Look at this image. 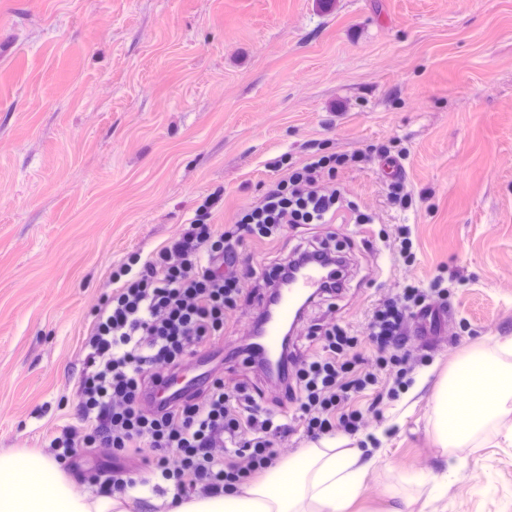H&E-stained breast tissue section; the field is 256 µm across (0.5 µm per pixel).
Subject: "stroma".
Instances as JSON below:
<instances>
[{
  "mask_svg": "<svg viewBox=\"0 0 512 512\" xmlns=\"http://www.w3.org/2000/svg\"><path fill=\"white\" fill-rule=\"evenodd\" d=\"M387 146L332 185L371 224L303 237L349 259L336 321L441 279L430 365L390 402L348 512H512V402L456 448L435 440L445 372L512 364V0H0V452L52 456L76 424L82 344L112 271L197 215L234 223L313 154ZM385 237L372 253L365 237Z\"/></svg>",
  "mask_w": 512,
  "mask_h": 512,
  "instance_id": "stroma-1",
  "label": "stroma"
}]
</instances>
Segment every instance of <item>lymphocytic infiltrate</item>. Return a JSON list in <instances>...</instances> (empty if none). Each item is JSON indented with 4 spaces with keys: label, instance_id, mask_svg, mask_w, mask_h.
I'll use <instances>...</instances> for the list:
<instances>
[{
    "label": "lymphocytic infiltrate",
    "instance_id": "lymphocytic-infiltrate-1",
    "mask_svg": "<svg viewBox=\"0 0 512 512\" xmlns=\"http://www.w3.org/2000/svg\"><path fill=\"white\" fill-rule=\"evenodd\" d=\"M348 162L345 155L307 161L266 184L224 232L191 221L140 266L115 272L117 294L99 304L82 346L79 424L50 441L60 466L75 470L79 449L109 448L113 461L137 459L138 472L97 486V494L124 496L141 487L160 497L171 491L184 498L236 493L287 456L294 435L315 443L339 432L367 431L386 401L413 385L426 356L411 329L434 308L414 287L379 300L364 335H350L329 317L308 333L316 353L284 339L274 369L254 343L227 346L228 357L262 370L279 406L295 405L292 417L276 418L266 405L267 390L245 381L227 386L220 358L193 392L165 403L153 399L158 385L223 337L249 284L273 288L287 280L289 265L314 259L346 268V256L324 240L299 241L291 258L258 267L243 261L242 249L297 225L336 223L340 192L323 187L322 180ZM362 396L367 407L351 408Z\"/></svg>",
    "mask_w": 512,
    "mask_h": 512
}]
</instances>
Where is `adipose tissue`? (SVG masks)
Segmentation results:
<instances>
[{
    "label": "adipose tissue",
    "instance_id": "adipose-tissue-1",
    "mask_svg": "<svg viewBox=\"0 0 512 512\" xmlns=\"http://www.w3.org/2000/svg\"><path fill=\"white\" fill-rule=\"evenodd\" d=\"M512 400V367L474 363L441 388L437 436L442 447L490 432ZM359 449L308 448L270 469L242 493L178 499L169 512H339L364 476ZM0 512H130L126 499L79 496L53 460L31 451L0 453Z\"/></svg>",
    "mask_w": 512,
    "mask_h": 512
}]
</instances>
